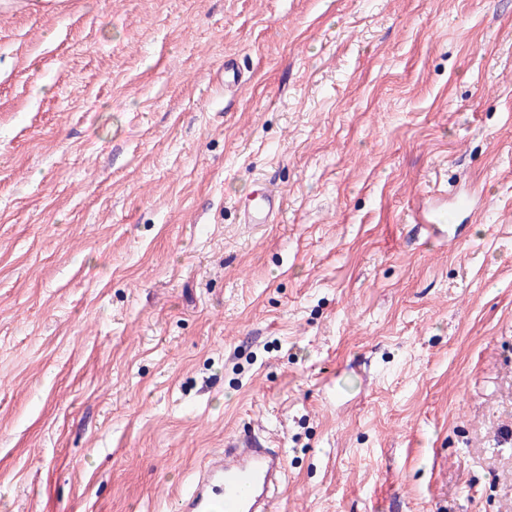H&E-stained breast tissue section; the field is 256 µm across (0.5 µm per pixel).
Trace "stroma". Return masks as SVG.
<instances>
[{
    "instance_id": "obj_1",
    "label": "stroma",
    "mask_w": 512,
    "mask_h": 512,
    "mask_svg": "<svg viewBox=\"0 0 512 512\" xmlns=\"http://www.w3.org/2000/svg\"><path fill=\"white\" fill-rule=\"evenodd\" d=\"M245 434L273 512H512V0H0V512ZM283 198L280 193L267 184L258 183L254 191L239 208L246 224H270L274 217L282 211Z\"/></svg>"
}]
</instances>
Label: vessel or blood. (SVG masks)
<instances>
[{
	"label": "vessel or blood",
	"instance_id": "vessel-or-blood-1",
	"mask_svg": "<svg viewBox=\"0 0 512 512\" xmlns=\"http://www.w3.org/2000/svg\"><path fill=\"white\" fill-rule=\"evenodd\" d=\"M283 198L267 184H256L241 201L243 221L268 224L282 210ZM285 475L276 448L262 447L249 437L227 442L212 453L174 503L175 512H271L275 492Z\"/></svg>",
	"mask_w": 512,
	"mask_h": 512
}]
</instances>
